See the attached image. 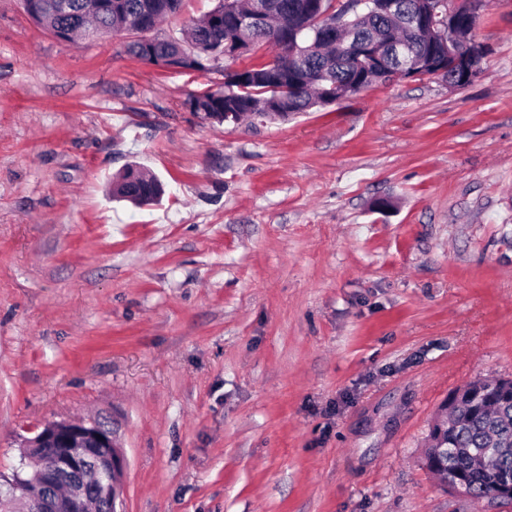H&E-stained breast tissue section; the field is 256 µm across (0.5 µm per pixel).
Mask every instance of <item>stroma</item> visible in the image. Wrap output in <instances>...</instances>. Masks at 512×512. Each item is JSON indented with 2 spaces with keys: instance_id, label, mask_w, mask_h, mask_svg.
<instances>
[{
  "instance_id": "stroma-1",
  "label": "stroma",
  "mask_w": 512,
  "mask_h": 512,
  "mask_svg": "<svg viewBox=\"0 0 512 512\" xmlns=\"http://www.w3.org/2000/svg\"><path fill=\"white\" fill-rule=\"evenodd\" d=\"M474 34L465 87L224 126L186 104L220 72L0 0V483L97 415L123 512H512L422 454L452 391L512 378V0ZM133 161L161 203L110 199Z\"/></svg>"
}]
</instances>
